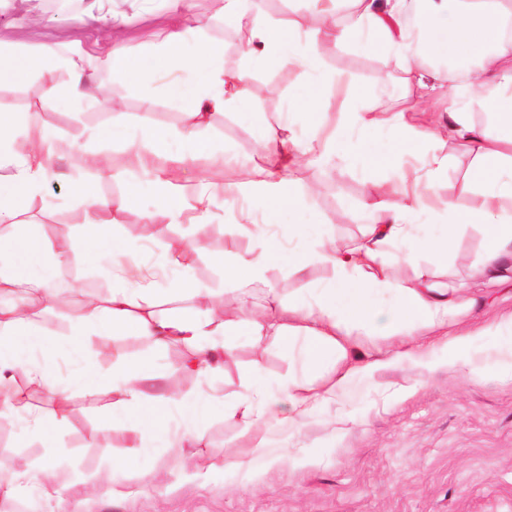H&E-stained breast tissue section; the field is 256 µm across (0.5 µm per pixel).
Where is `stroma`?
<instances>
[{
	"label": "stroma",
	"mask_w": 512,
	"mask_h": 512,
	"mask_svg": "<svg viewBox=\"0 0 512 512\" xmlns=\"http://www.w3.org/2000/svg\"><path fill=\"white\" fill-rule=\"evenodd\" d=\"M224 0H192V10L206 26L205 35L224 47V67L236 70L248 62L240 48V30L224 23ZM113 12L125 15L126 24L116 46L132 62L139 63L162 36L170 16L169 0H112ZM83 24L71 15H54L39 9L40 23L27 25L22 0H0V32L9 34L15 50L39 53L42 45L57 44L62 50L78 46L92 50L102 39L104 27L92 6L81 8ZM324 69L338 73V84L327 88L331 105L321 120L336 126L343 101L365 112L380 113L402 106L415 129L427 119L413 109V89L403 82L398 61L377 48L353 44H323ZM309 72L299 67L269 65L253 71L250 80V115L234 111L215 114L207 132L233 156L244 170L259 161L258 140L267 125L290 119L288 106L304 90ZM108 87L111 98L120 101L130 125L179 130L184 117L160 92H147L139 85L113 82L98 72L91 93ZM0 109L15 113L30 139L51 132L62 150L54 159L55 177L47 181L24 221L46 240L79 236L86 221L84 210L75 208L70 195L74 182L93 183L99 198L109 199L131 191L130 174L136 168L134 153L110 135L112 108L102 104L81 110L45 103L33 84L0 87ZM432 147L448 157V170L437 180L433 193L444 199L457 197L463 210L475 209L477 193H463L462 185L473 168V157L452 136ZM94 152L105 157L107 178H96L81 167V155ZM369 175L348 160L339 159L320 168H297L287 175L286 186L304 198L306 218L334 226L338 239L351 242L361 237L365 218ZM245 199L216 197L213 216L206 228L193 224L194 195L186 197L181 223H170L163 214L145 220L153 207L148 196L138 204L113 215L112 228L121 238L139 246L142 265H155L172 243L194 249L192 273L196 280L215 288L224 285V252H246L250 237L241 226ZM206 250H197L198 242ZM484 246L478 225H462L456 248L439 259L423 253L418 263L435 281L462 291L474 301L477 323L493 321L512 313V278L489 281L474 271ZM57 284L67 289L69 309L50 307L45 320L47 342L57 354L59 392L42 396L41 411L63 410L67 420L65 451H57L50 437L35 436L19 422L0 425V459L33 463L59 458L67 470L65 493L48 501L35 490L23 491L25 512H512V378L494 374L471 378L467 373L443 367L424 372L401 362L383 368L372 378L354 382L338 405L322 409L305 419L297 447L316 452L315 464L284 462L270 469L263 480L252 481L242 472L228 473L216 483L204 466L224 445H246L235 420L221 410H212L205 423L207 444L175 451L155 448L148 463L138 464L123 497H112L104 485L91 481V474L107 466L111 455L129 452L131 432L106 421L108 403L86 396L73 387L79 368L63 344L69 322L79 312L87 287L98 286L109 296L112 278L107 271L81 253L56 272ZM150 348L136 336L118 335L108 344H94L86 358L104 373L111 372L116 356L135 359ZM261 363L270 379L297 370L298 365L275 340L264 349L240 341L234 357L222 361L212 379L213 387L231 396L241 389L247 369ZM96 438H89L90 427ZM199 461L196 470H180L175 456Z\"/></svg>",
	"instance_id": "stroma-1"
}]
</instances>
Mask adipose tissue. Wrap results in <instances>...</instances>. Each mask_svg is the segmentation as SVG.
I'll return each mask as SVG.
<instances>
[{"instance_id": "1", "label": "adipose tissue", "mask_w": 512, "mask_h": 512, "mask_svg": "<svg viewBox=\"0 0 512 512\" xmlns=\"http://www.w3.org/2000/svg\"><path fill=\"white\" fill-rule=\"evenodd\" d=\"M305 2L308 24L291 25L249 17L243 0H224L225 18L249 21L251 28L243 47L250 65L236 72L225 71L222 46L205 37L189 0H171L170 23L151 53L162 60L159 69L133 64L118 47L103 55L87 52L68 58L50 46L37 56L0 50L1 86L27 84L39 75L44 100L60 105L80 104L89 73L97 69L106 70L116 83L161 81L168 102L184 114L183 130L135 129L116 111L112 135L135 151L143 186L176 224L183 214V194L166 170L151 164V156L172 151L182 162L205 154L220 165H230L223 148L205 135L213 111L248 112L252 68L274 62L299 66L310 74L304 95L291 105L292 111L304 114L307 136L299 137L289 124L266 129L260 151L267 164L259 168L257 180L227 179L218 185L200 181L195 216L200 225L210 220L214 191L230 197L251 194L265 221L255 225L251 248L225 261V281L266 283L270 267L283 260L297 275L315 262L328 266L331 277L304 293L284 299L277 288L268 286L266 306L259 312L253 310L248 294H241L239 315L229 320L223 290L195 279L184 262L182 245H171L158 259V267L177 272L172 287L162 288L151 272L139 269L134 246L116 237L110 223L93 216L86 220L84 235L54 245L24 229L0 237V291L31 290L0 306V379L18 373L46 393H56L55 353L41 335L45 310L40 297L56 269L76 252L110 261L112 294L104 301L86 299L82 315L71 320V354L83 355L94 342L116 335L138 336L152 345L137 359L117 358L110 375L89 364L75 380L89 394L110 396L109 418L132 426L138 436L131 457L111 463L105 481L113 495L124 493L130 458L147 460L156 445L180 448L203 443L204 420L214 408L222 409L250 438L245 450L225 449L208 464L211 478L219 480L231 471L251 470L256 459L270 465L285 460L287 449L267 445L266 420L276 419L296 432L318 406L394 362L405 360L428 371L443 366L512 377V314L489 325L468 327L473 303L441 288L416 264L423 251L447 256L460 225L476 223L484 235L479 275L498 281L512 270V70L502 66L512 59V38L504 34L512 0H422L417 23L424 33V51L438 62L434 68L400 51L406 38V0H354V18L344 27L334 19L336 0ZM325 40L384 49L401 63L405 80L418 89L421 103H428L436 83H446L444 117L418 132L405 111L370 117L350 106L336 129L322 132L318 117L330 105L325 89L336 81L335 74L321 65L319 46ZM62 66L69 77L58 84L53 73ZM475 107L490 116L491 126L481 128L470 121L469 111ZM366 128L382 130L384 139L355 140V131ZM446 133L474 158L466 187L480 195L475 211L461 210L451 198L430 199L434 182L448 168V158L429 144ZM54 156L49 138L29 141L15 113L0 111L1 224L17 223L31 208L52 175ZM338 156L351 158L368 171L386 164L398 173L385 195H369L365 233L349 247L337 244L329 225L279 221L283 213L306 208L301 196L286 191L285 171ZM391 196L398 198V205L388 204ZM396 261L413 266L409 278L393 280L391 267ZM244 333L256 348L268 334H275L283 350L297 353L303 375L273 381L255 365L236 396L228 398L210 389L192 401L156 386L158 357L171 346L183 349L178 371L206 378L219 370V357H232ZM0 417L56 437L63 436L67 424L64 413L37 410L22 390L6 400ZM64 481L52 461L32 470L15 460H0V495L6 497L30 486L51 497Z\"/></svg>"}]
</instances>
